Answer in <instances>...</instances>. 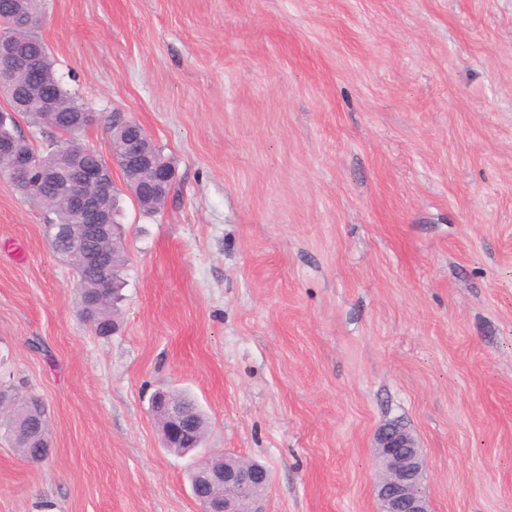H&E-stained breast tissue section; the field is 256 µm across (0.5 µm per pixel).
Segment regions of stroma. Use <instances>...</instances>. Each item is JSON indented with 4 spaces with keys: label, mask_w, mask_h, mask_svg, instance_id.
I'll use <instances>...</instances> for the list:
<instances>
[{
    "label": "stroma",
    "mask_w": 512,
    "mask_h": 512,
    "mask_svg": "<svg viewBox=\"0 0 512 512\" xmlns=\"http://www.w3.org/2000/svg\"><path fill=\"white\" fill-rule=\"evenodd\" d=\"M38 35L111 161L113 113L168 155L120 169L126 286L95 336L50 211L0 179V381L51 458L0 436V512H201L212 453L270 472L264 512H378L403 421L434 512H512V0H42ZM192 396L164 448L152 393ZM113 116L119 121V131L116 137L122 156V172L129 183L131 195L137 199L139 207L147 212H156L164 207L171 190L154 199H140L150 192L160 194L167 183L171 181L170 162L162 161L155 144L141 125L124 117L120 112L112 115L109 133L112 146L114 127ZM169 392L158 391L151 400L152 412L162 423L163 446L177 453H184L200 447L201 430L197 422V416L183 409L179 402L184 403L189 409H196L185 394L174 395L175 399L169 400Z\"/></svg>",
    "instance_id": "1"
}]
</instances>
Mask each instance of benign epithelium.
Listing matches in <instances>:
<instances>
[{"instance_id":"obj_1","label":"benign epithelium","mask_w":512,"mask_h":512,"mask_svg":"<svg viewBox=\"0 0 512 512\" xmlns=\"http://www.w3.org/2000/svg\"><path fill=\"white\" fill-rule=\"evenodd\" d=\"M19 68L30 71L34 66L15 55L11 39L0 36V80ZM114 117L119 121L116 140L131 195L142 198L150 192L160 193L171 181L170 163L161 160L142 126L119 112ZM52 148L48 162L25 156L16 162L12 175L41 186L46 203L56 193L68 199L71 222L64 228L65 242L86 261L97 263L102 255L90 250V244L111 223V215L92 196L114 192L112 178L106 174L108 165L98 158L73 157L61 140L53 141ZM151 409L162 423L164 447L177 453L200 447L201 430L195 418L178 401L169 399L168 392H156ZM375 457L380 465L375 483L380 512H432L422 487L426 460L409 427L398 421L381 425L375 434ZM189 482L202 512H263V490L269 485L270 473L256 461L218 453L193 464Z\"/></svg>"}]
</instances>
